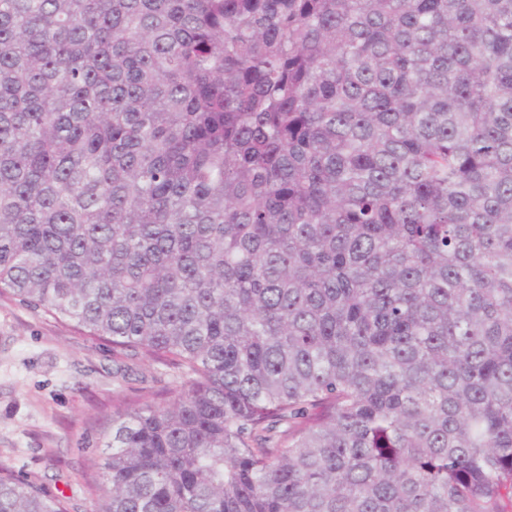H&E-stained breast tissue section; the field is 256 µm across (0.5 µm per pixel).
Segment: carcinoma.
Wrapping results in <instances>:
<instances>
[{
	"label": "carcinoma",
	"mask_w": 512,
	"mask_h": 512,
	"mask_svg": "<svg viewBox=\"0 0 512 512\" xmlns=\"http://www.w3.org/2000/svg\"><path fill=\"white\" fill-rule=\"evenodd\" d=\"M4 292L181 374L95 512H512V0H0Z\"/></svg>",
	"instance_id": "1"
}]
</instances>
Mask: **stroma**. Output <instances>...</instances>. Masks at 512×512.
Returning <instances> with one entry per match:
<instances>
[{
    "label": "stroma",
    "instance_id": "35a3bbf8",
    "mask_svg": "<svg viewBox=\"0 0 512 512\" xmlns=\"http://www.w3.org/2000/svg\"><path fill=\"white\" fill-rule=\"evenodd\" d=\"M178 387L165 366L118 359L111 342L0 296V463L64 512L97 505L118 401L162 404Z\"/></svg>",
    "mask_w": 512,
    "mask_h": 512
}]
</instances>
